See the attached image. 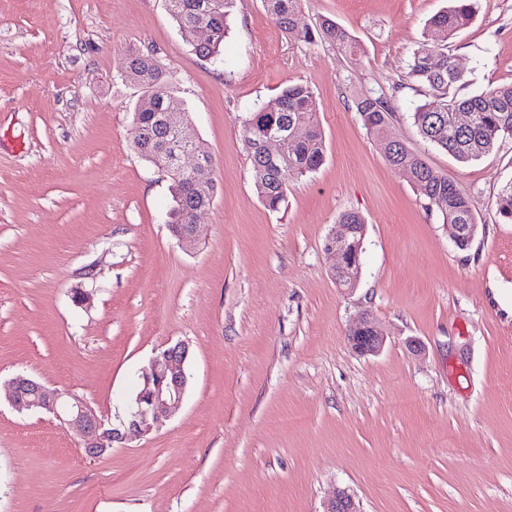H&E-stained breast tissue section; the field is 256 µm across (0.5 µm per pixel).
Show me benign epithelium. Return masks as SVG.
<instances>
[{"instance_id": "1", "label": "benign epithelium", "mask_w": 512, "mask_h": 512, "mask_svg": "<svg viewBox=\"0 0 512 512\" xmlns=\"http://www.w3.org/2000/svg\"><path fill=\"white\" fill-rule=\"evenodd\" d=\"M158 128L165 138L149 137L141 139L145 147L158 142L166 154V161L157 169L170 175L178 173L186 176L195 197L204 201L198 210L210 206L215 198L212 190V163L207 154L197 148V142L185 133L186 118L182 112H159L156 114ZM195 224L182 226L174 233L185 250L194 248L196 242ZM352 228L340 225V231L331 236L326 251L343 259L340 246L348 242ZM351 349L360 355H376L384 344L385 336L375 323L366 318L354 327L347 336ZM189 347L178 342L155 352L149 369L143 375V388L137 393L126 417L119 423H108L97 415L84 400L72 393H50L40 382L17 375L6 385V398L11 406L19 411H46L53 414L66 429L78 433L84 452L93 458L108 455L114 444L140 439L182 402L186 393L189 376L187 361ZM324 512H361L354 498L345 490L338 489L330 499Z\"/></svg>"}]
</instances>
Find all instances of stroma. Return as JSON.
Masks as SVG:
<instances>
[{"instance_id":"stroma-1","label":"stroma","mask_w":512,"mask_h":512,"mask_svg":"<svg viewBox=\"0 0 512 512\" xmlns=\"http://www.w3.org/2000/svg\"><path fill=\"white\" fill-rule=\"evenodd\" d=\"M448 0H302L282 31L237 0L224 62L196 56L165 0H0V387L29 376L115 421L158 349H190L183 401L149 435L87 457L50 413L0 398V512H512V139L461 164L418 134L406 72ZM329 18L348 54L299 32ZM154 51L218 189L187 251L166 225L171 181L133 148L126 54ZM448 50L462 96L512 83V0H477ZM309 85L325 160L267 209L242 121ZM470 197L459 250L357 101ZM367 224L356 289L325 249L340 214ZM91 297L85 306L76 290ZM372 318L386 344L354 353Z\"/></svg>"}]
</instances>
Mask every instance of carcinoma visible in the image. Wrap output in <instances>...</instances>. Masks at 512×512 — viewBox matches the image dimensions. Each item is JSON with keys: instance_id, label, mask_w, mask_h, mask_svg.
I'll return each instance as SVG.
<instances>
[{"instance_id": "1", "label": "carcinoma", "mask_w": 512, "mask_h": 512, "mask_svg": "<svg viewBox=\"0 0 512 512\" xmlns=\"http://www.w3.org/2000/svg\"><path fill=\"white\" fill-rule=\"evenodd\" d=\"M167 10L177 23L196 55L215 63L224 62V39L228 34L227 18L235 0H165ZM475 0H451V5L435 14L428 22L429 32H438L444 39L453 38L466 28L474 16ZM267 12L286 33L297 28L296 16L300 0H264ZM208 30V37L196 39L199 29ZM301 37L307 43L320 38L347 53L359 49L357 40L336 22L325 19L317 30L305 29ZM124 75L138 83L141 98L133 112V126L146 130L153 127L156 112H183L167 74L154 55L142 51L127 55ZM445 43L424 44L414 53L408 78L430 92V97L412 112V119L423 139L462 164L479 160L496 144L512 138V84L490 87L469 97L458 96L454 88L462 80ZM356 111L367 132L379 143L389 142L388 163L396 169L407 168L420 198L426 206L437 207L442 223L448 225L456 247L466 250L475 220L466 190L446 175L433 172L425 159L397 140H389L387 127L392 113L389 102L381 97H366L356 104ZM457 112L472 115L471 126L456 128ZM303 128L299 137L288 135L283 156L272 165L260 154V143L273 132L294 127ZM243 143L252 166L255 186L264 205L272 211L280 209L288 197V187L298 179L316 173L324 162V140L313 108V92L303 83L285 86L274 108L257 107L243 120ZM174 207L169 212L170 227L194 223L195 200L180 175L171 183ZM501 218L512 223V183L505 186L496 199ZM338 223L353 225L350 245L343 253V271L358 269L363 240L364 218L356 211H345Z\"/></svg>"}]
</instances>
